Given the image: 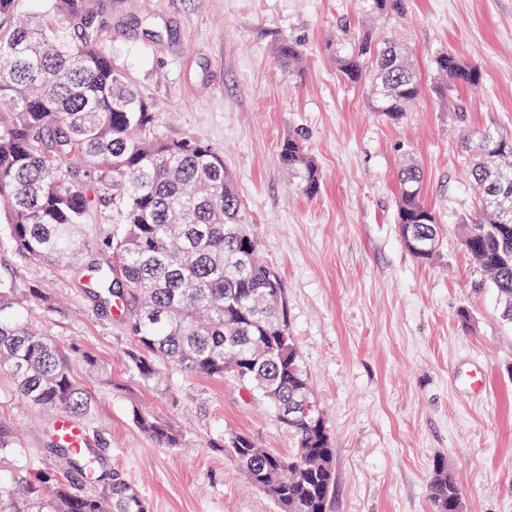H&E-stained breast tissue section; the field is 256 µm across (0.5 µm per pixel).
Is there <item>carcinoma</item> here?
Returning a JSON list of instances; mask_svg holds the SVG:
<instances>
[{"mask_svg":"<svg viewBox=\"0 0 512 512\" xmlns=\"http://www.w3.org/2000/svg\"><path fill=\"white\" fill-rule=\"evenodd\" d=\"M0 0V223L16 250L36 261L70 269L87 241L109 257L92 270L88 294L126 325L132 346L128 367L142 381L161 382L160 365L192 375L243 384L288 428L294 448L281 454L257 446L245 433L224 447L252 486L278 512H326L335 484L333 448L288 327L284 285L257 257L258 244L240 219V198L223 156L195 139L156 134L158 108L128 79L101 45L98 8L91 0ZM372 14L403 11V0H365ZM295 71L302 52L285 40L276 50ZM443 93L480 82L477 69L449 51L433 62ZM350 83L368 79L374 111L399 120L418 98L420 77L409 52L388 36L357 34L336 58ZM512 144L497 130L460 134L478 186V210L460 224L462 246L493 286L502 309L512 308V220L484 207L491 197H512V147L496 156L475 151L484 135ZM279 161L298 175L308 196L319 175L294 135L278 147ZM423 175L414 163L398 172L397 223L405 247L420 261L436 249L413 248L414 236L437 241L440 225L422 196ZM112 207L107 228L88 223L92 208ZM58 311L52 296L31 284L0 277V371L31 406L81 422L94 401L71 374L80 356L91 374L89 350L45 334L19 312L24 302ZM133 422L164 448H177L173 427L133 414ZM53 455L63 469L44 471L9 428L0 423V512H148L139 490L100 457L76 451L58 435ZM110 479L99 494L89 479ZM431 512H464V494L437 461L428 484Z\"/></svg>","mask_w":512,"mask_h":512,"instance_id":"obj_1","label":"carcinoma"}]
</instances>
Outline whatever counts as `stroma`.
I'll return each instance as SVG.
<instances>
[{"label": "stroma", "instance_id": "stroma-1", "mask_svg": "<svg viewBox=\"0 0 512 512\" xmlns=\"http://www.w3.org/2000/svg\"><path fill=\"white\" fill-rule=\"evenodd\" d=\"M104 47L159 107L160 136L223 154L241 219L285 287L288 326L330 433L335 469L327 512H431L437 459L464 491L466 512H512V325L461 244L476 189L460 148L468 126L512 131V0H405L375 17L364 0H100ZM374 27L410 52L419 98L399 121L371 106L370 88L340 77L336 57ZM303 49L299 71L279 64L282 39ZM478 69V87L436 90L435 56ZM321 178L310 197L278 160L288 134ZM424 172L422 193L442 228L427 262L403 245L397 174ZM85 251L63 271L33 263L0 234V272L59 297L44 331L98 359L95 405L83 423L107 468L135 485L149 512H275L225 451L232 433L290 452L274 411L232 378L164 366V387L127 366L121 320L97 311L80 281L105 264ZM170 424L181 445L160 448L134 412ZM0 422L43 467L52 418L24 404L0 372Z\"/></svg>", "mask_w": 512, "mask_h": 512}]
</instances>
